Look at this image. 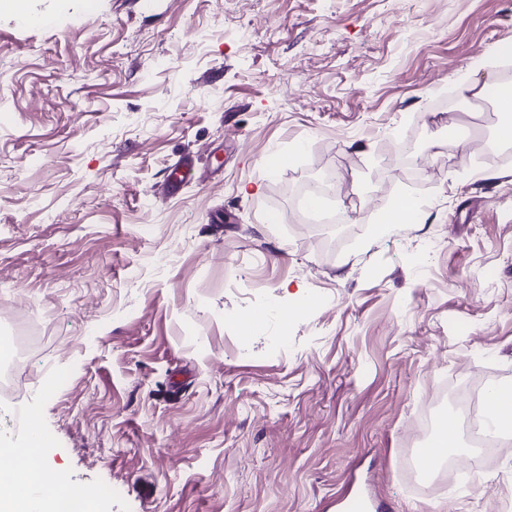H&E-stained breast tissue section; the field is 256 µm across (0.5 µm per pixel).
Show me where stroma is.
Returning a JSON list of instances; mask_svg holds the SVG:
<instances>
[{
	"label": "stroma",
	"mask_w": 512,
	"mask_h": 512,
	"mask_svg": "<svg viewBox=\"0 0 512 512\" xmlns=\"http://www.w3.org/2000/svg\"><path fill=\"white\" fill-rule=\"evenodd\" d=\"M479 60L512 74V0H0V324L40 339L47 469L97 512H512L468 432L404 474L431 395L512 384V158L467 145L491 102L436 106ZM325 175L341 221L303 223ZM270 303L306 309L244 327ZM388 212L390 214L389 218L379 221L385 227L396 223H415L419 216H422L423 208L422 205H416L412 202L399 201ZM395 214L402 217L393 218ZM338 505L341 512H373L377 508L374 501L358 491L344 495Z\"/></svg>",
	"instance_id": "obj_1"
}]
</instances>
